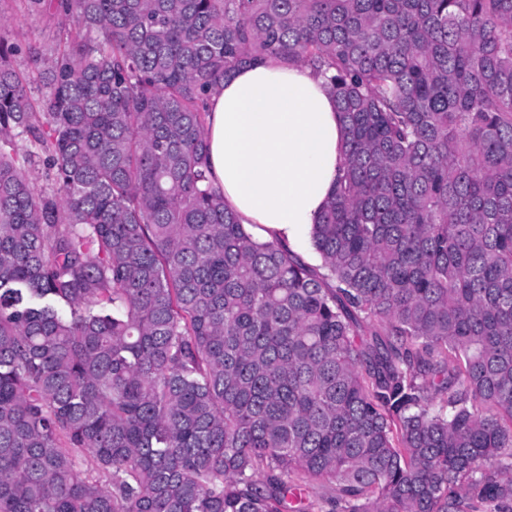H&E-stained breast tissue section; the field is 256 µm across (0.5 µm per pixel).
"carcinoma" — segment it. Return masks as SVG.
I'll return each mask as SVG.
<instances>
[{"instance_id": "carcinoma-1", "label": "carcinoma", "mask_w": 512, "mask_h": 512, "mask_svg": "<svg viewBox=\"0 0 512 512\" xmlns=\"http://www.w3.org/2000/svg\"><path fill=\"white\" fill-rule=\"evenodd\" d=\"M27 2L83 35L0 50V512H512V0ZM267 59L344 126L316 268L208 177Z\"/></svg>"}]
</instances>
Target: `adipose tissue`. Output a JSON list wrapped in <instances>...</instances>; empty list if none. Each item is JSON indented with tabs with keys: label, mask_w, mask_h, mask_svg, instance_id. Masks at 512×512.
<instances>
[{
	"label": "adipose tissue",
	"mask_w": 512,
	"mask_h": 512,
	"mask_svg": "<svg viewBox=\"0 0 512 512\" xmlns=\"http://www.w3.org/2000/svg\"><path fill=\"white\" fill-rule=\"evenodd\" d=\"M212 184L262 241L312 255L309 231L343 163L336 100L306 65L270 60L237 69L208 101Z\"/></svg>",
	"instance_id": "adipose-tissue-1"
}]
</instances>
